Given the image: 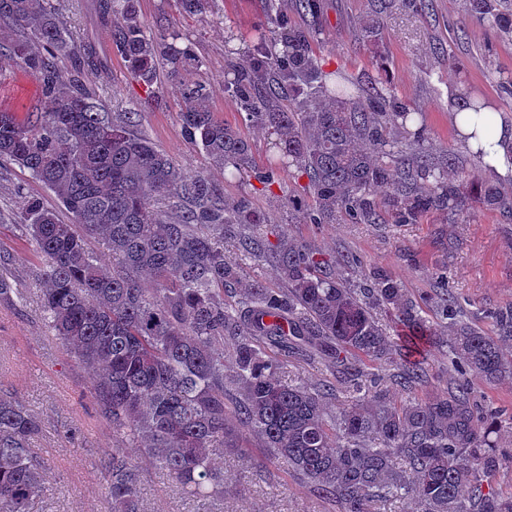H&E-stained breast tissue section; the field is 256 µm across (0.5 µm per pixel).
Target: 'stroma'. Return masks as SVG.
Wrapping results in <instances>:
<instances>
[{"label":"stroma","instance_id":"35a3bbf8","mask_svg":"<svg viewBox=\"0 0 512 512\" xmlns=\"http://www.w3.org/2000/svg\"><path fill=\"white\" fill-rule=\"evenodd\" d=\"M320 3L314 16L297 11L294 0L285 6L291 24L313 32L312 48L324 70L353 80L387 76L396 98L422 113L433 161L454 157L460 183L476 177L512 192V173L503 177L483 167L466 151L455 126L456 91L463 80L512 123V93L496 80L500 71L512 75V41L468 18L461 0H425L418 11H384L381 40L365 45L357 35L372 0ZM102 5V0H64L63 18L101 64L96 93L106 111L139 113V131L188 175H205L225 196L249 197L256 211L269 215L268 227L277 236L304 242L328 257L341 252L359 256L365 265L389 271L417 297L434 294L440 277H447L459 299L460 320L496 334L492 312L512 306V215L473 206L460 217L430 213L417 224L305 223L277 207L275 196L259 191L255 179L225 180L223 170L209 163L182 129L180 87L164 78L147 87L132 77L112 47ZM137 8L149 28L170 24L189 40L204 61L198 78L210 91L213 112L251 142L256 166H265L271 154L269 133L251 126L225 89L232 69L245 66L254 31L268 22L265 0H217L214 10L191 17L180 14L176 0H138ZM229 40L238 50L230 59L224 54ZM43 103L36 74L0 63V111L24 118ZM24 194L40 198L62 220L71 221L44 185L17 165L0 163V213L17 212ZM0 249L10 253L12 272L28 296L21 309L0 305V383L12 387L42 421L34 446L47 467L48 490L31 512H112L100 463L115 441L95 414L90 372L66 355L43 324L41 284L33 274L36 259L29 246L0 225ZM227 423L236 430V447L213 456L224 474L223 495L186 498L171 479L149 470L141 478V512H341L339 503L318 497L313 485L294 472L277 467L272 480L256 478V465L267 459L261 438L235 418Z\"/></svg>","mask_w":512,"mask_h":512}]
</instances>
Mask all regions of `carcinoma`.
<instances>
[{
  "label": "carcinoma",
  "mask_w": 512,
  "mask_h": 512,
  "mask_svg": "<svg viewBox=\"0 0 512 512\" xmlns=\"http://www.w3.org/2000/svg\"><path fill=\"white\" fill-rule=\"evenodd\" d=\"M58 0H0V57L41 78L48 107L24 120L0 113V158L29 172L73 216L61 221L25 196L14 229L39 262L40 308L66 354L91 373L99 417L115 448L101 469L114 512H138L141 464L164 472L189 498L224 489L213 451L229 435L224 348L233 350V413L258 433L269 462L310 480L342 512L373 502L408 501L416 512H512L491 479L501 465L492 435L503 413L479 407L467 378L512 379V306L495 316L500 334L457 319L455 293L441 288L435 320L387 272H369L361 290L309 246L272 243L267 221L244 198L223 195L207 177H190L138 131L139 113L104 111L85 78L94 75ZM270 27L253 35L249 63L227 89L251 125L275 135L270 166H253L250 143L216 117L203 61L178 32L143 24L136 0H105L112 45L130 73L151 86L166 56L167 78L182 87L184 131L212 166L234 179L250 173L266 187L278 172L308 181L310 204L281 207L310 224H417L429 213L464 209L460 186L430 162L418 113L384 86L322 69L309 38L288 25L280 0H266ZM214 0H180L185 14ZM466 13L512 40V0H463ZM374 11L360 37L380 35ZM74 62L65 76L58 60ZM459 111L475 118L466 146L487 130L490 104L458 87ZM403 129L411 145L396 137ZM388 189L386 199L376 190ZM474 202L512 214V193L478 183ZM268 263L284 287L241 278L224 249ZM112 255V265L97 250ZM0 251V303L26 302ZM448 345L453 374L445 392L430 384L426 352ZM316 356L332 380L284 383L287 359ZM404 392L390 397L387 385ZM342 401L336 416L327 404ZM41 420L0 385V512H29L46 491V469L31 439ZM137 448L135 457L129 449Z\"/></svg>",
  "instance_id": "carcinoma-1"
}]
</instances>
